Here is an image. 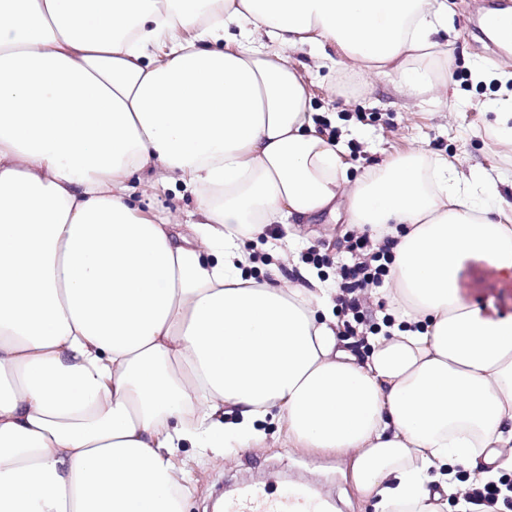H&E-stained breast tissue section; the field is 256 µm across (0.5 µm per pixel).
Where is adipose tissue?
Listing matches in <instances>:
<instances>
[{"label":"adipose tissue","mask_w":512,"mask_h":512,"mask_svg":"<svg viewBox=\"0 0 512 512\" xmlns=\"http://www.w3.org/2000/svg\"><path fill=\"white\" fill-rule=\"evenodd\" d=\"M448 0H0V512H187L176 454L356 450L376 512H440L446 470L512 471V315L464 274L512 280V225L419 150L348 181L282 49L442 87ZM183 185L167 222L132 198ZM346 199L391 238L393 321L340 348L336 291L245 243ZM236 415L225 421L226 412Z\"/></svg>","instance_id":"ef3b65f1"}]
</instances>
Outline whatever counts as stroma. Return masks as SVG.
I'll return each mask as SVG.
<instances>
[{"label": "stroma", "instance_id": "obj_1", "mask_svg": "<svg viewBox=\"0 0 512 512\" xmlns=\"http://www.w3.org/2000/svg\"><path fill=\"white\" fill-rule=\"evenodd\" d=\"M449 29L436 35L446 45L454 66L448 76V98L441 106L402 94L392 76L375 75L357 85L337 70L315 68L308 49L289 52L307 83L316 120L344 122L357 134L345 140L343 159L348 180L380 159L422 149L448 158L474 189L476 202L512 218V145L496 132V88L473 83L471 73L512 70V51L492 38L472 34L473 22L482 21L487 10H512V0H448ZM493 180L498 192L482 191ZM351 228L344 210L322 215L313 224H283L278 239L259 242V249L273 250L294 242L297 265H306L309 251L324 256L325 267L338 273L353 262L346 238ZM477 301L512 313V283H502L487 268L465 272ZM277 422H267L268 437L257 447L221 455L197 456L183 448L179 459L189 473V512H212L220 496H231L249 486H261L275 495L302 488L323 506V512H373L372 501L360 492L351 477L353 453L326 454L310 448H294L278 435Z\"/></svg>", "mask_w": 512, "mask_h": 512}]
</instances>
